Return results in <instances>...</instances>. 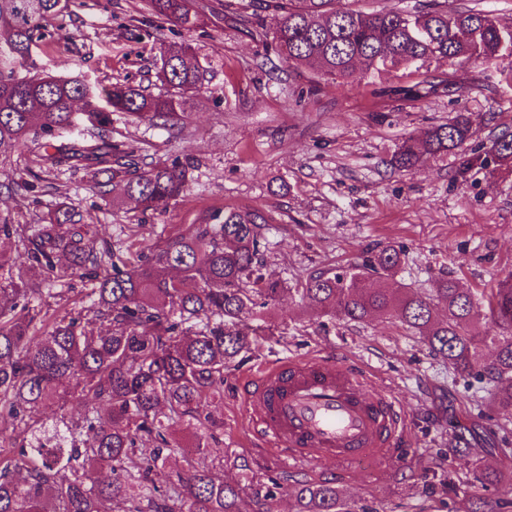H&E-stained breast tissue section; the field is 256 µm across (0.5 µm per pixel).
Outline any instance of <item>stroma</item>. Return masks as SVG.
I'll list each match as a JSON object with an SVG mask.
<instances>
[{"label":"stroma","instance_id":"1","mask_svg":"<svg viewBox=\"0 0 512 512\" xmlns=\"http://www.w3.org/2000/svg\"><path fill=\"white\" fill-rule=\"evenodd\" d=\"M248 2L194 0L204 25L190 31L158 18L149 0H76L51 21V44L33 51L39 70L102 87L127 82L162 92V45L194 48L208 70L187 101L184 127L118 119L112 136L142 163L189 158L195 169L184 199L144 213L129 202L109 204L84 171L41 172L24 146L0 162V222L43 224L63 202L96 238L123 250L137 237L162 244L227 208L261 210L266 269L290 290L267 315L271 335L224 375V400L213 410L230 459L221 477L248 495L270 476L285 488L330 480L357 512H468L474 493L498 492L487 473L512 474V414L488 405L484 380L453 372L400 323L318 319L296 289L310 274L361 263L387 245L403 247L397 279L420 292L445 274L479 296L511 275L512 170L492 164L464 172L454 151L404 173L390 160L405 137L461 113L471 123L467 148L488 151L512 133V83L501 63L466 62L456 67L459 91L381 97L363 74L342 85L283 62L264 35L267 12ZM328 349L370 370L375 387L405 409L409 467L323 463L301 475L252 446L242 378Z\"/></svg>","mask_w":512,"mask_h":512}]
</instances>
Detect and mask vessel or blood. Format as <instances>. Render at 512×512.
Returning a JSON list of instances; mask_svg holds the SVG:
<instances>
[{"label": "vessel or blood", "instance_id": "1", "mask_svg": "<svg viewBox=\"0 0 512 512\" xmlns=\"http://www.w3.org/2000/svg\"><path fill=\"white\" fill-rule=\"evenodd\" d=\"M242 391L261 445L285 463L342 468L407 459L399 403L332 352L266 365Z\"/></svg>", "mask_w": 512, "mask_h": 512}]
</instances>
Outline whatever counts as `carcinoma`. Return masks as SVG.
<instances>
[{
	"label": "carcinoma",
	"instance_id": "cac0c4a2",
	"mask_svg": "<svg viewBox=\"0 0 512 512\" xmlns=\"http://www.w3.org/2000/svg\"><path fill=\"white\" fill-rule=\"evenodd\" d=\"M158 17L186 30L202 17L191 0H150ZM59 0H0V158L31 142L46 172L91 168L113 185L112 203L143 211L181 196L194 163L178 158L143 167L134 151L112 138L113 116L164 129L183 125L187 100L204 79L189 45L163 47L167 91L115 83L101 92L87 81L30 74L32 49L51 36L47 22L62 15ZM268 32L280 57L315 65L318 73L349 82L362 70L397 86L381 93L421 99L458 89L453 63L506 61L512 80V25L483 11L452 10L432 0L415 11L336 7V0H281ZM469 120L458 115L431 127L418 142L405 139L394 168L409 171L453 150L461 168L488 157L467 152ZM494 158L512 164V135L493 142ZM266 216L228 208L224 216L191 224L158 249L116 252L90 235L78 213L58 207L48 223L0 224V239L18 243L27 267L14 270L0 254V512H242V489L192 463L160 481V470L186 451L171 432L174 420L201 419L207 427L195 450L224 463L209 438L223 424L209 417L224 397V373L267 335L263 310L288 287L265 273ZM404 250L387 245L362 263L311 276L295 289L317 315L367 323L393 318L457 373L488 380V403L512 412V275L481 299L459 280L440 276L430 293L397 284ZM80 275L92 284L77 314L50 315L43 284ZM84 404L77 419L69 400ZM58 404L55 421L32 413ZM109 471L101 480L98 474ZM505 496H475L473 512H505L512 477L488 473ZM261 512H276L280 485L268 478ZM296 512H356L335 485L290 487Z\"/></svg>",
	"mask_w": 512,
	"mask_h": 512
}]
</instances>
